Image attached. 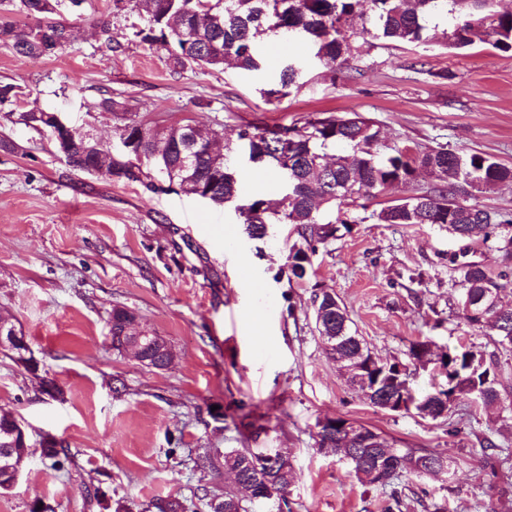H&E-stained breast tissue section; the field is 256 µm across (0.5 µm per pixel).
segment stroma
<instances>
[{"label": "stroma", "instance_id": "35a3bbf8", "mask_svg": "<svg viewBox=\"0 0 512 512\" xmlns=\"http://www.w3.org/2000/svg\"><path fill=\"white\" fill-rule=\"evenodd\" d=\"M60 18L72 37L56 55L21 58L0 46V83L18 89L0 110V313L14 317L39 362L32 374L0 351V409L23 422L30 445L19 482L0 490V512H114L120 503L142 512L166 496L187 512H208L210 497L232 487L224 454L247 445L245 410L262 427L256 447L283 448L293 459V512H384L383 490L361 486L345 461L317 448V421L334 417L381 432L392 447L456 461L451 477L395 479L402 512H512V351L458 317L454 269L476 262L498 273L500 239L378 223L375 212L402 197L395 189L368 199L363 222L319 249L308 278L291 283L280 270L299 240L294 225H274L265 242L249 239L235 202L215 207L73 170L46 134L17 120L61 112L109 149L113 118L94 107L106 92L147 121L189 118L229 140L243 124L265 129L355 111L379 123L388 145H445L512 166V51L356 38L347 68L332 74L307 60L297 88L271 98L266 91L297 45L262 36L259 73L224 66L175 74L166 50L130 36L137 12L87 0L82 15L64 10ZM101 20L124 31L119 50L107 48ZM412 271L421 282H409ZM320 289L336 293L382 359L404 357L426 336L482 352L499 370V402L486 410L461 398L437 420L372 407L326 354L311 300ZM117 305L167 339L169 369L113 351ZM47 380L59 397L44 392ZM48 439L67 451L64 470L42 457ZM487 439L500 448L489 459Z\"/></svg>", "mask_w": 512, "mask_h": 512}]
</instances>
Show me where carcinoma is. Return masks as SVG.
Listing matches in <instances>:
<instances>
[{"label": "carcinoma", "mask_w": 512, "mask_h": 512, "mask_svg": "<svg viewBox=\"0 0 512 512\" xmlns=\"http://www.w3.org/2000/svg\"><path fill=\"white\" fill-rule=\"evenodd\" d=\"M22 11L34 20L28 27L14 23L0 13V45L25 58L52 56L63 50L71 38V26L55 18L53 0H20ZM116 10L128 7L138 11L143 24L132 36L151 47H172L167 62L170 69L236 68L259 72L265 57L257 38L279 33L307 48L311 57L327 67L340 69L351 55L346 38L351 20L360 28L353 36L384 39L404 44L445 42L451 47H466L474 39L491 42L499 51L512 50V12L495 8V0H113ZM298 64L283 65L277 87L266 90L270 97L297 85ZM96 108L109 112L118 123L113 135L141 131L143 158L152 163L144 170L132 158L112 161V175L139 182L153 193H183L221 207L238 196L240 179L233 157L240 153L256 166H272L283 171L288 159L277 156V142L288 139L293 153L294 184L291 195L281 199L278 208L256 195L237 207L240 223L251 239L266 236L270 224H293L301 238L288 256L284 274L288 280H303L311 267V256L344 231L352 232L358 216L350 207L361 194L376 196L387 187H400L409 195L376 213L383 224H439L461 240L481 237L487 241L497 230L512 224V212L487 209L468 202L472 192L491 190L512 182V167L480 152H457L443 146L420 151L411 146L388 147L381 143L376 123L358 112L337 116L315 113L300 125H278L260 130L251 124L240 126L237 139L210 153L215 137L192 126V120L169 127L151 125L137 112L129 111L127 100L104 96ZM24 124L39 132H50V112H28ZM86 134L75 136L73 152L66 163L76 171L90 163H101L107 153L98 149L86 152ZM426 172L427 188H416L417 173ZM343 193L336 194V188ZM504 264L494 276L476 263L458 267L461 293L458 313L472 330L488 334L493 342L512 349V306L501 295L512 285V236L503 239ZM315 325L321 336H342L329 358H359L370 353L368 344L348 336L349 317L345 306L326 291L313 295ZM445 383L440 389L415 397L412 372L405 365L378 360L367 371L380 379L382 396L403 401L405 411L415 410L432 420L448 414L456 399L467 398L486 408L499 400L494 364L484 355L466 347L444 353ZM14 422L0 415V487L4 475L25 462L28 448L13 436ZM377 439L371 448L357 447V441L336 431L316 433L315 443L341 458H351V473L358 483L369 488H391L386 512H398L402 492L392 487L404 472L417 476L433 475L450 468V462L437 452L422 448L401 451L393 448L381 434L366 429ZM386 449V480L372 475L380 449ZM262 448L232 449L224 453V468L235 471L245 481L262 484L268 480L278 486L281 497L277 512H292L288 499L297 474L292 458L268 461L256 472L250 463ZM221 512H247L243 499L232 490L217 496Z\"/></svg>", "instance_id": "cac0c4a2"}]
</instances>
